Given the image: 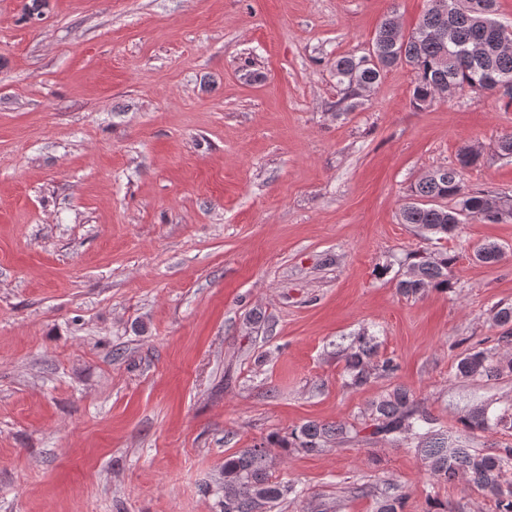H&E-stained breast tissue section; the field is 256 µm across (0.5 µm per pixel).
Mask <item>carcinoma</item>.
I'll return each mask as SVG.
<instances>
[{"instance_id":"cac0c4a2","label":"carcinoma","mask_w":512,"mask_h":512,"mask_svg":"<svg viewBox=\"0 0 512 512\" xmlns=\"http://www.w3.org/2000/svg\"><path fill=\"white\" fill-rule=\"evenodd\" d=\"M442 12L440 0H429V7L416 28L404 33L394 17H386L375 32L372 49L360 58H336L333 70L339 83L347 86L345 99H355L371 90L381 74L395 66H406L415 75L413 106L425 109L449 90L468 89L495 97L512 106V92H500L496 83H512V42L497 38L494 17L496 0H447ZM479 161V153L467 147L460 151L459 167L439 168L411 186L417 201L405 206L402 222L424 231L432 246L406 254L400 265L406 268L398 280L401 294L409 296L425 288L451 287L449 273L456 256L438 247L441 240L455 233L471 219L498 224L503 218L489 209V197L469 190L460 169ZM453 201V206L442 204ZM505 253L496 242L484 244L475 253L477 261L496 265ZM494 324L502 328L497 344H512V304L500 303L493 310ZM372 338L361 334L346 366V384L360 387L372 376L389 377L399 365L393 358H375ZM512 375V358L491 350H474L461 357L456 377L472 381L496 380ZM372 434L394 438L411 434L417 439L415 451L428 464L437 483H448L466 474L480 490L495 499L498 512H512V482L505 474L512 469V447L497 454H484L470 448L467 438L476 431L499 426L512 427V405L492 410L488 405L475 408L462 419L464 436L455 438L437 428L428 407L413 392L397 385L372 401ZM360 430L337 423L307 421L291 430L288 447L317 452L338 439H356ZM296 493L291 484L272 480L271 461L261 446L243 448L224 459V501L221 512H268L271 504ZM377 512H403V496L390 494L380 501Z\"/></svg>"}]
</instances>
